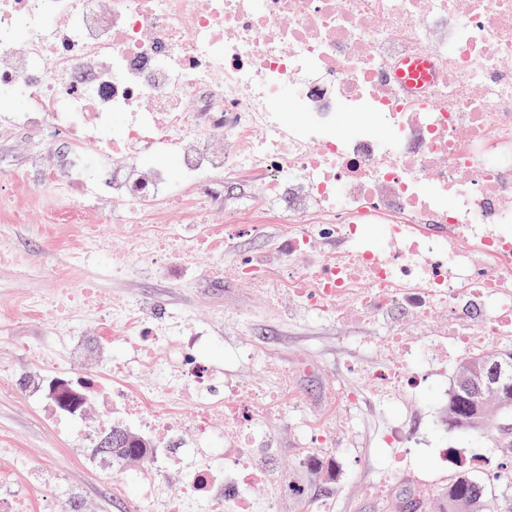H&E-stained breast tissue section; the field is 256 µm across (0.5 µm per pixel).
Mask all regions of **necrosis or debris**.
Returning <instances> with one entry per match:
<instances>
[{
	"label": "necrosis or debris",
	"instance_id": "1",
	"mask_svg": "<svg viewBox=\"0 0 512 512\" xmlns=\"http://www.w3.org/2000/svg\"><path fill=\"white\" fill-rule=\"evenodd\" d=\"M424 61L429 79L401 72ZM0 124L65 139L57 166L30 150L45 184L79 202H125L143 225L142 268L230 246L220 229L181 225L222 197L220 173L261 177L225 221L282 224L288 273L235 259L227 275L314 318L377 329L395 366L370 373L376 402L412 396L417 368L512 342V0H0ZM165 204L170 221L152 212ZM342 242L327 252L323 242ZM106 329L137 340L109 356L112 400L154 443L136 488L142 512H275L257 458L287 387L248 390L198 355L185 316L154 323L136 305L82 291ZM54 326L72 371L81 326L67 293ZM430 324L412 334L406 319ZM199 410L185 418L182 408ZM223 427H215V416ZM196 436L192 465L172 442ZM181 495L165 488L171 478Z\"/></svg>",
	"mask_w": 512,
	"mask_h": 512
}]
</instances>
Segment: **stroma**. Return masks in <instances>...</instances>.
Here are the masks:
<instances>
[{
	"label": "stroma",
	"instance_id": "stroma-1",
	"mask_svg": "<svg viewBox=\"0 0 512 512\" xmlns=\"http://www.w3.org/2000/svg\"><path fill=\"white\" fill-rule=\"evenodd\" d=\"M30 139L24 129L0 127V252L10 255L0 261V448L16 451L15 457H0V474L32 498L35 512H130V495L117 493L112 476L91 465L92 448L80 443L66 417L45 410L48 370L41 353L62 343L51 329L57 309L48 305L31 316L19 313L29 295L63 288L76 293L87 286L112 302H136L160 319L181 312L193 324L211 327L216 342L203 353L228 376L267 390L289 376L306 414L335 426L344 450L337 455L306 443L298 414L290 409L272 422L270 441L258 458L274 482L308 486L315 497L328 499L330 512H440L438 493L448 485L456 452L488 459L479 472L481 482L489 497L512 506V484L496 478L503 450L495 438L448 424L457 356H449L423 383L409 406L381 407L368 398L357 414H337L329 403L336 385L368 388L365 371L389 365L373 327L308 318L288 295L272 302L246 282L204 278L203 270L213 261L209 255H197L194 273L184 261H172L164 280L133 271L116 278L105 263L72 266L70 251L81 228L111 239L118 252L129 245L128 229L107 221L93 206L83 208L75 223H60L61 212L72 211L74 204L44 185L28 164ZM232 309L249 310L251 322L239 326L221 318V311ZM248 344L265 349L262 365L237 360V350ZM389 416L409 420L417 442L403 449L407 466L398 473L380 442ZM322 460L335 461L334 482L319 480L314 465ZM378 479L392 484L388 497L367 493ZM418 480L429 483L435 494L415 508L400 494Z\"/></svg>",
	"mask_w": 512,
	"mask_h": 512
}]
</instances>
